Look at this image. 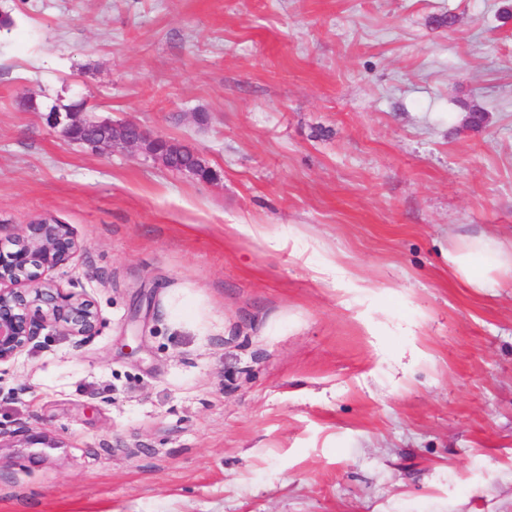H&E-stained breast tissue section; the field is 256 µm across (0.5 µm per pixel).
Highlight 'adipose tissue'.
Wrapping results in <instances>:
<instances>
[{"label":"adipose tissue","mask_w":512,"mask_h":512,"mask_svg":"<svg viewBox=\"0 0 512 512\" xmlns=\"http://www.w3.org/2000/svg\"><path fill=\"white\" fill-rule=\"evenodd\" d=\"M448 266L467 287L484 290L503 277H512V245L481 234L457 242L447 253Z\"/></svg>","instance_id":"1"}]
</instances>
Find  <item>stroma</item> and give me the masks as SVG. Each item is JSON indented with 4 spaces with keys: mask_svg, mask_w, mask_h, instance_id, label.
Returning <instances> with one entry per match:
<instances>
[{
    "mask_svg": "<svg viewBox=\"0 0 512 512\" xmlns=\"http://www.w3.org/2000/svg\"><path fill=\"white\" fill-rule=\"evenodd\" d=\"M508 6L0 0V239L69 225L45 277L100 313L0 367V512H512V279L447 260L512 241ZM75 104L215 180L72 141ZM448 267L468 288L484 290L499 278H512V243L507 247L493 236L481 234L448 249ZM312 272V280L319 286L324 288H335L337 287L340 279V273L343 270L336 265V262L329 260L325 264L312 266L310 268Z\"/></svg>",
    "mask_w": 512,
    "mask_h": 512,
    "instance_id": "35a3bbf8",
    "label": "stroma"
}]
</instances>
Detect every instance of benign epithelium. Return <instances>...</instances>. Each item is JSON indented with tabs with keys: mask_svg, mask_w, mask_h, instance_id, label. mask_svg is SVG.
Returning <instances> with one entry per match:
<instances>
[{
	"mask_svg": "<svg viewBox=\"0 0 512 512\" xmlns=\"http://www.w3.org/2000/svg\"><path fill=\"white\" fill-rule=\"evenodd\" d=\"M66 118L64 132L77 127L89 139L101 126L81 117L79 108L67 110ZM110 128L111 136L97 146L137 148L168 163L172 141L151 135L134 121ZM11 245L6 250L0 244V365L15 360L43 334L67 336L77 345L95 335L100 323L95 303L42 278L43 272L64 266L76 256L79 246L69 228L45 217L26 225Z\"/></svg>",
	"mask_w": 512,
	"mask_h": 512,
	"instance_id": "1",
	"label": "benign epithelium"
}]
</instances>
